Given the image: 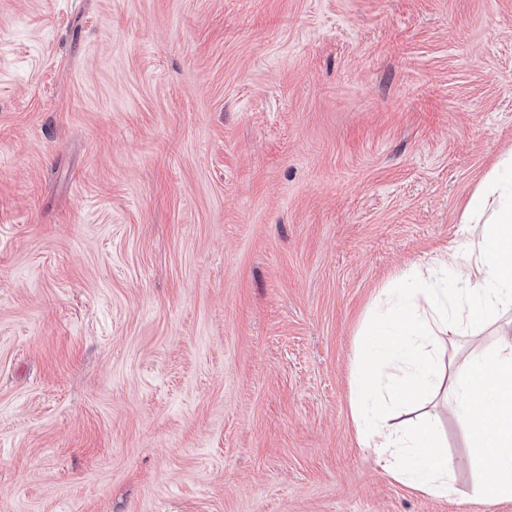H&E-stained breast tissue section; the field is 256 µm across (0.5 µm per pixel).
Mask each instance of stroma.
I'll list each match as a JSON object with an SVG mask.
<instances>
[{"label": "stroma", "mask_w": 512, "mask_h": 512, "mask_svg": "<svg viewBox=\"0 0 512 512\" xmlns=\"http://www.w3.org/2000/svg\"><path fill=\"white\" fill-rule=\"evenodd\" d=\"M509 151L512 0H0V512H512L352 417Z\"/></svg>", "instance_id": "1"}]
</instances>
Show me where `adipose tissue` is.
<instances>
[{
	"mask_svg": "<svg viewBox=\"0 0 512 512\" xmlns=\"http://www.w3.org/2000/svg\"><path fill=\"white\" fill-rule=\"evenodd\" d=\"M466 235L383 289L364 332V362L354 376L360 446L373 449L392 478L440 497L456 494L455 466L440 442L438 421L417 428L392 423L382 400L424 405L446 394L467 425L474 473L466 497L492 505L512 499V333L464 359L446 355L449 337L475 335L512 310V154L486 175L464 210ZM450 267L455 285L438 277Z\"/></svg>",
	"mask_w": 512,
	"mask_h": 512,
	"instance_id": "ef3b65f1",
	"label": "adipose tissue"
}]
</instances>
